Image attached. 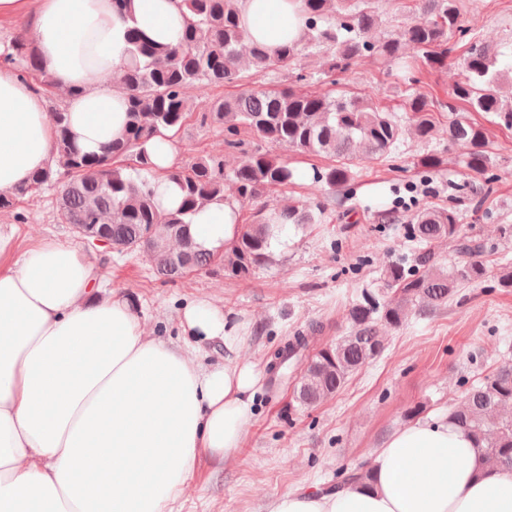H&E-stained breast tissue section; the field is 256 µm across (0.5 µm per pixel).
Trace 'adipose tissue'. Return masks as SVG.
I'll use <instances>...</instances> for the list:
<instances>
[{"instance_id":"adipose-tissue-1","label":"adipose tissue","mask_w":512,"mask_h":512,"mask_svg":"<svg viewBox=\"0 0 512 512\" xmlns=\"http://www.w3.org/2000/svg\"><path fill=\"white\" fill-rule=\"evenodd\" d=\"M178 0H0V17L29 29L53 83L69 94L77 146L102 152L126 127V97L104 77L126 60L137 23L176 43ZM252 38L275 51L303 23L294 0H239ZM54 135L44 97L0 68V192L24 186L50 164ZM195 238L219 248L234 232L228 206L192 218ZM197 336L240 338L206 303L188 307ZM259 374L228 358L223 368L195 350L144 336L128 304L101 288L95 261L45 241L0 268V512H168L201 453L241 448ZM369 487L297 488L269 512H512V473L485 463L447 416L411 424L372 454Z\"/></svg>"}]
</instances>
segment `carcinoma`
I'll use <instances>...</instances> for the list:
<instances>
[{
    "instance_id": "cac0c4a2",
    "label": "carcinoma",
    "mask_w": 512,
    "mask_h": 512,
    "mask_svg": "<svg viewBox=\"0 0 512 512\" xmlns=\"http://www.w3.org/2000/svg\"><path fill=\"white\" fill-rule=\"evenodd\" d=\"M185 25L177 43L162 45L138 27L128 30V59L112 79L128 98L129 123L122 138L100 154L85 153L72 141L67 113L49 112L55 134L51 164L35 172L30 182L9 194H0V209L14 207L19 199L42 189L58 190V216L72 225L78 236L106 238L119 254L143 251L152 263L154 277L174 281L191 271H206L216 263L231 277L245 278L269 260L272 238L287 224H318L324 214L319 203L302 201L277 209L260 207L248 224H240L233 238L217 251L196 243L190 234L191 217L212 205H228L234 215L246 203L288 185L293 170L288 162L258 147L241 135H253L304 156L330 157L335 162L314 169V177L336 194V204L347 199L354 180L351 156L359 149L384 162L398 156L404 127L411 126L423 141L437 130L435 105L414 90L405 117L383 107L369 94L313 95L303 89L307 81L301 60L315 49L326 59L331 84L338 73L352 70L372 57L397 68L416 87L425 74L448 66L458 43L468 45L456 59L459 79L452 102L440 104L448 113L442 134L448 146L460 150L470 171L484 174L492 165L484 126L472 112L493 115L498 124L512 129V98L499 94L512 72L496 68V56L477 40L473 25L465 22L460 0H407L411 21L377 39L373 33L386 25L378 0H298L305 28L297 40L269 53L250 40L240 18L238 0H179ZM256 74L285 72L294 83L283 89L255 86L243 92L222 93L242 81V55ZM12 67L22 78L52 86L42 67L35 42L18 36L0 51V66ZM198 86L216 91L210 111L201 123L224 129V146L240 154L235 167H224L221 155H206L179 167L172 174L181 192L177 208H162L153 188L155 165L146 144L155 136L181 127L191 115L187 90ZM135 158L141 172L132 176L125 161ZM410 238L417 248L410 260L388 265L383 274L386 295L379 300L365 295L348 312V335L334 344L307 354L309 336L296 332L272 355L269 383L280 386L298 379L296 400L314 407L333 397L348 378L385 351L383 329L400 327L412 313L420 315L448 304L462 281L485 277L487 266L479 260L484 243L462 230L453 208L423 209L412 217ZM452 241L463 260L451 271L437 268L434 244ZM512 363L498 367L467 388L450 419L483 449L487 462L512 473ZM371 475L361 468L343 472L326 487L366 486Z\"/></svg>"
}]
</instances>
